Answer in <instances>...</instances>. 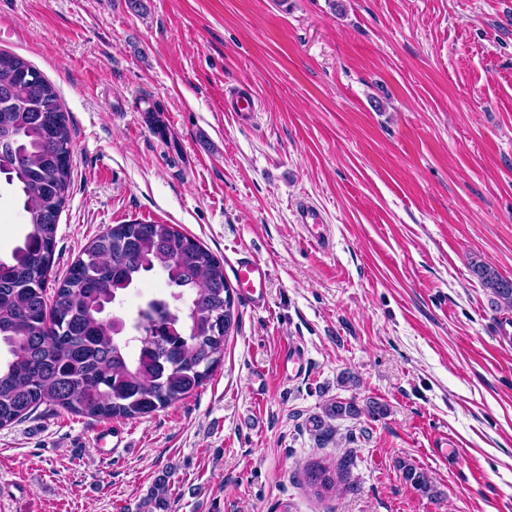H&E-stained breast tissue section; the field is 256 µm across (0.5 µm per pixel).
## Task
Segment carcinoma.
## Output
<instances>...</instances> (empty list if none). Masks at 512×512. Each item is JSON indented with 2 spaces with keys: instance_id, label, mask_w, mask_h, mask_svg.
I'll list each match as a JSON object with an SVG mask.
<instances>
[{
  "instance_id": "cac0c4a2",
  "label": "carcinoma",
  "mask_w": 512,
  "mask_h": 512,
  "mask_svg": "<svg viewBox=\"0 0 512 512\" xmlns=\"http://www.w3.org/2000/svg\"><path fill=\"white\" fill-rule=\"evenodd\" d=\"M0 64V175L23 200L28 231L7 261L0 259V428L46 404L104 419H133L182 400L204 384L224 358L233 326L234 290L224 262L172 224H117L94 238L68 276L47 295L58 215L72 179L68 117L50 111L58 94L46 82L35 89L15 83L18 66ZM159 269L174 291L149 300L116 326L105 316L145 272ZM474 272L497 304L512 307V279L490 266ZM383 415V408L336 399L308 419L309 431L327 442L331 420ZM337 473L316 464L305 483L319 493L336 488ZM405 481L427 493L429 479L409 463ZM141 512H172L169 479L155 480Z\"/></svg>"
}]
</instances>
